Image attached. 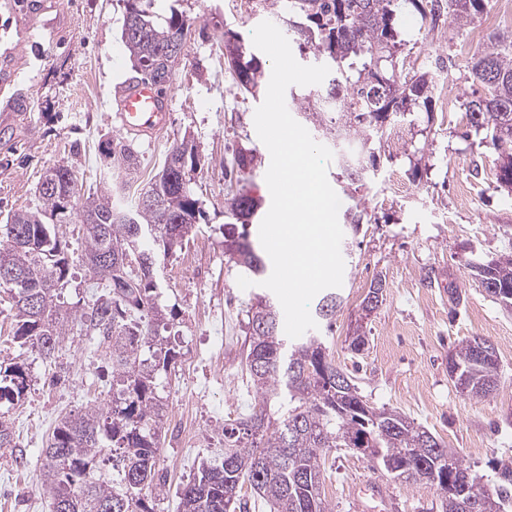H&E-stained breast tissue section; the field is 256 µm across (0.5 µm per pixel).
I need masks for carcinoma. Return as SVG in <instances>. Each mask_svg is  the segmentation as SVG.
I'll use <instances>...</instances> for the list:
<instances>
[{
	"mask_svg": "<svg viewBox=\"0 0 512 512\" xmlns=\"http://www.w3.org/2000/svg\"><path fill=\"white\" fill-rule=\"evenodd\" d=\"M126 2L122 42L133 78L154 80L160 87L172 73L156 75L172 49L186 40L193 22L171 12L159 17L147 0ZM421 0H284L273 3L276 18H284L299 51L330 68L318 85V120L325 144L336 151L346 185L361 187L379 163L366 149L369 132L379 131L393 114L411 112L431 101L433 77L427 72L403 79L399 73L401 43L393 27L399 8ZM485 0H448V16L459 28L471 24ZM226 60L239 89L256 95L264 76L252 47L237 34L224 32ZM472 91L467 102L470 123L486 131L499 152L498 182L512 189V38L493 36L469 66ZM108 159L115 184L126 186L137 173L138 155L129 148ZM199 159L182 144L167 155L161 170L142 189L134 205L125 207L112 191L72 188L71 166L55 164L37 189L41 206L16 210L0 225V265L15 269L22 279L0 280L13 310L14 338L45 363H56L65 336L77 332L97 336V348L111 363L112 398L100 407L62 417L40 453L42 489L51 512H154L161 491L156 463L167 405L158 392V378L181 356V343L169 335L177 320L175 309L159 303L156 271L159 256L183 248L203 219L200 203L190 191L187 174ZM234 164L241 181L257 167L251 149L236 150ZM256 200L246 186L228 199L235 222L224 225V247L233 262L250 276L267 272L265 260L249 240L248 224L256 216ZM83 225V262L98 290L95 302L77 308L65 299L72 279L73 259L59 226ZM472 274L488 283L512 289V255L466 262ZM341 297L326 292L315 307L316 317L332 324ZM245 374L255 393L249 413L224 424V454L201 462L198 474L180 491V512H235L243 509L244 485L273 512H329L324 495L323 453L337 448H371L383 471H398L402 482H422L435 489L441 512H460L458 496L433 483L429 475L445 466L454 471L458 487L484 490L481 512H508L512 502V463L495 467L496 480L464 464L460 453L434 441L423 447L426 431L406 416L369 405L352 377L336 388V367L322 337L291 339L281 330V314L273 298L258 296L246 311ZM265 325L261 331L257 326ZM470 339L457 349L470 388L468 395L485 398L495 390L493 371L473 357ZM33 382L32 366L23 355L0 364V407L12 408L25 398ZM396 422L384 429L385 418ZM18 447L11 423L0 418V448Z\"/></svg>",
	"mask_w": 512,
	"mask_h": 512,
	"instance_id": "carcinoma-1",
	"label": "carcinoma"
}]
</instances>
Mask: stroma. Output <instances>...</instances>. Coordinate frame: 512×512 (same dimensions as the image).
<instances>
[{"label": "stroma", "instance_id": "1", "mask_svg": "<svg viewBox=\"0 0 512 512\" xmlns=\"http://www.w3.org/2000/svg\"><path fill=\"white\" fill-rule=\"evenodd\" d=\"M14 0H0V224L9 212L39 207L37 184L53 163L64 162L80 182L108 185L98 146L109 139L132 145L140 167L127 190L139 193L161 169L168 151L190 139L200 164L190 190L206 214L192 241L204 243L186 268L182 253L160 261L159 302L176 306L182 355L159 391L167 404L157 471L166 484L156 512H178V493L199 463L224 451L228 416L249 410L241 355L246 309L254 289H240L241 269L224 252L222 227L230 222L227 200L238 186L233 157L239 147L269 159L257 136L254 112L261 97L240 91L224 58V33L250 39L269 20L271 0H152L159 15L176 10L191 17L181 65L167 87L172 110L154 140L120 131L109 120L115 93L130 74L121 41L123 0H27L18 14ZM394 27L403 43L406 76L437 73L431 102L405 120L386 124L371 146L380 171L355 192L342 191L337 163L328 180L342 209L359 208V231L344 228L343 304L332 330L324 332L337 367L357 379L371 405L406 415L442 444L460 451L482 474L512 461V309L480 288L464 262L512 255V193L498 187V154L482 133L458 115L471 96L468 64L493 32L512 33V0H487L482 14L457 30L447 12L421 15L410 7ZM54 36L46 60L34 57L41 33ZM75 258L69 302L92 295L80 258L83 229L63 225ZM385 283L383 301L368 321V343L350 351L346 338L374 279ZM459 302H452V293ZM491 342L499 359L496 391L484 399L458 393L448 378V354L465 339ZM56 368L57 385L34 362L35 381L12 419L19 448L0 450V512H50L38 482L36 461L56 418L104 401L109 367L87 337L68 336ZM25 464H17V454ZM324 492L331 512H358L353 497L370 464L348 449L322 458ZM396 512H439L434 489L393 481Z\"/></svg>", "mask_w": 512, "mask_h": 512}]
</instances>
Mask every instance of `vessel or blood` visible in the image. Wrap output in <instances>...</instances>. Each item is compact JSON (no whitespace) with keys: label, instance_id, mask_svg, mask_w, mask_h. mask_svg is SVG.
<instances>
[{"label":"vessel or blood","instance_id":"b4317fda","mask_svg":"<svg viewBox=\"0 0 512 512\" xmlns=\"http://www.w3.org/2000/svg\"><path fill=\"white\" fill-rule=\"evenodd\" d=\"M171 101L167 93L153 85L137 81L123 87L116 98L115 119L120 129L147 137H154L167 127ZM367 494L375 504L376 512H392L393 494L381 480L367 486Z\"/></svg>","mask_w":512,"mask_h":512}]
</instances>
